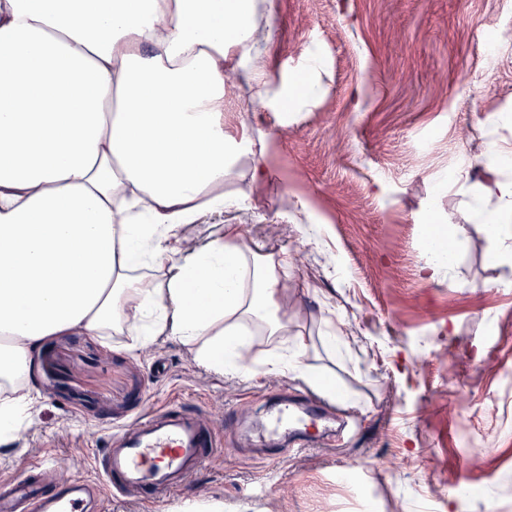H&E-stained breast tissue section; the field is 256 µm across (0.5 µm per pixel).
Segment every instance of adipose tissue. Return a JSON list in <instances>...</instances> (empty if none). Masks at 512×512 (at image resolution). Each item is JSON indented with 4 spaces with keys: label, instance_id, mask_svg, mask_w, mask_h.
<instances>
[{
    "label": "adipose tissue",
    "instance_id": "obj_1",
    "mask_svg": "<svg viewBox=\"0 0 512 512\" xmlns=\"http://www.w3.org/2000/svg\"><path fill=\"white\" fill-rule=\"evenodd\" d=\"M254 0H0V446L37 394L47 338L161 336L238 375L247 326L279 337L273 373L308 375L289 332L284 258L183 245L205 213L244 203L224 181V60L255 40ZM137 108H129L130 100ZM512 155L491 151L478 217L512 255Z\"/></svg>",
    "mask_w": 512,
    "mask_h": 512
}]
</instances>
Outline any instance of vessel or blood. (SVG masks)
Returning a JSON list of instances; mask_svg holds the SVG:
<instances>
[{"label":"vessel or blood","mask_w":512,"mask_h":512,"mask_svg":"<svg viewBox=\"0 0 512 512\" xmlns=\"http://www.w3.org/2000/svg\"><path fill=\"white\" fill-rule=\"evenodd\" d=\"M336 411L334 404L318 395H297L281 403L274 422L292 433L291 444L301 452L312 449L314 443L300 435V428L321 429L327 441L348 430V422L338 418ZM217 446L197 410L183 403L169 405L107 438L95 458L98 482L56 489L48 480L50 465L43 464L0 483V512H86L104 489L118 498L161 501L186 489Z\"/></svg>","instance_id":"b4317fda"}]
</instances>
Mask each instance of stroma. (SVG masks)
<instances>
[{"label":"stroma","instance_id":"obj_1","mask_svg":"<svg viewBox=\"0 0 512 512\" xmlns=\"http://www.w3.org/2000/svg\"><path fill=\"white\" fill-rule=\"evenodd\" d=\"M485 37L492 67L474 52ZM266 63L272 85L315 93L264 112V86L228 79L224 131L250 152L224 191L249 187L251 208L201 216L186 244L231 229L287 259L288 326L307 334L305 365L357 413V432L265 458L256 427L297 383L267 371L274 339L251 341L248 371L227 377L173 338L132 351L122 336L70 334L43 347L39 404L0 453V477L63 458L58 483L95 478L108 436L181 400L222 439L186 497L224 512H362L348 470L385 512H512V263L493 260L474 218L489 149L512 151V0H277ZM256 159L268 176L253 188ZM454 163L464 177L443 183ZM458 224L454 265L427 274L426 237ZM349 325L348 354L330 356L323 334ZM220 407L240 430H225ZM466 436L488 450L475 494L463 491L476 464Z\"/></svg>","mask_w":512,"mask_h":512}]
</instances>
